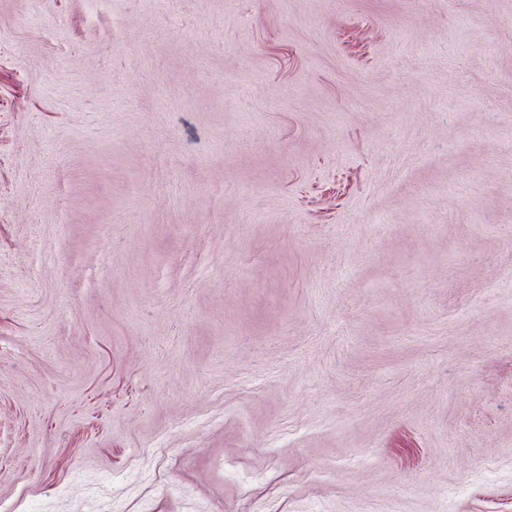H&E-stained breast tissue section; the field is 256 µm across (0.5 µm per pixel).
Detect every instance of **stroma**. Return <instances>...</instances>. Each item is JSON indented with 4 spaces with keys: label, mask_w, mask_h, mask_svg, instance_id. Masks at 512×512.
<instances>
[{
    "label": "stroma",
    "mask_w": 512,
    "mask_h": 512,
    "mask_svg": "<svg viewBox=\"0 0 512 512\" xmlns=\"http://www.w3.org/2000/svg\"><path fill=\"white\" fill-rule=\"evenodd\" d=\"M0 512H512V0H0Z\"/></svg>",
    "instance_id": "1"
}]
</instances>
